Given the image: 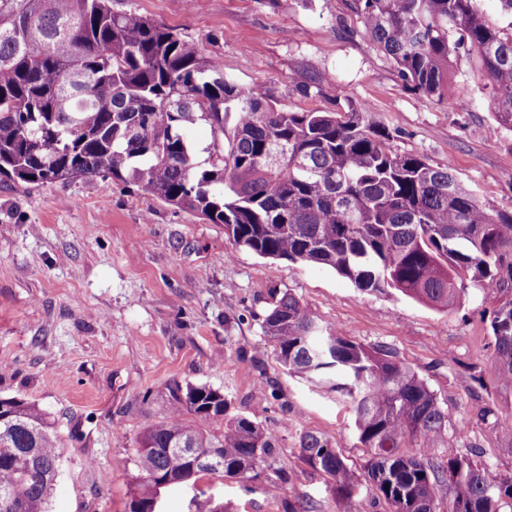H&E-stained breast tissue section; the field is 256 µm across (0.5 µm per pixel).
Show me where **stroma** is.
I'll return each mask as SVG.
<instances>
[{"mask_svg":"<svg viewBox=\"0 0 512 512\" xmlns=\"http://www.w3.org/2000/svg\"><path fill=\"white\" fill-rule=\"evenodd\" d=\"M350 4L203 0L191 11L184 0H112V9L198 42L226 77L267 87L289 110L374 112L398 152L451 163L480 201L512 212V129L495 120L473 56L454 54L448 100L427 99L404 86ZM313 77L319 87L303 94ZM285 291L320 325L415 368L448 414V446L512 476V441L476 417L480 405L512 414L481 289L448 312L393 289L364 291L323 265L230 249L223 225L130 180L0 184V395L37 403L56 426L49 512H129L139 436L176 384L219 390L227 417L269 428L279 448L251 479L168 489L164 512H189L197 497L229 512H336L331 481L299 457L301 435L328 438L357 470L369 453L346 401L277 363L262 323Z\"/></svg>","mask_w":512,"mask_h":512,"instance_id":"35a3bbf8","label":"stroma"}]
</instances>
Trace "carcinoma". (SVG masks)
<instances>
[{"mask_svg":"<svg viewBox=\"0 0 512 512\" xmlns=\"http://www.w3.org/2000/svg\"><path fill=\"white\" fill-rule=\"evenodd\" d=\"M511 18L490 22L485 0H353L365 33L404 85L448 96L451 56L473 54L497 122L512 128ZM196 120L227 139L207 167L181 128ZM231 131H226L228 122ZM371 113L279 106L262 85L242 88L200 45L111 0H0V182L40 187L75 178L129 177L153 197L224 225L232 248L328 266L363 290L393 288L442 310L468 286L494 294L490 328L501 387L512 395V212L480 202L451 164L400 153ZM288 372L350 403L368 476L390 512H501L503 477L448 447L436 465L403 445L447 442L448 414L414 368L320 327L291 292L263 326ZM218 390L177 385L147 424L134 465L145 506L157 479L248 478L252 457L274 458L276 437L246 416L226 418ZM215 449L223 467L192 457ZM300 458L333 483L336 512H352L356 475L330 441L306 432ZM61 448L33 402L0 397V512H48Z\"/></svg>","mask_w":512,"mask_h":512,"instance_id":"obj_1","label":"carcinoma"}]
</instances>
